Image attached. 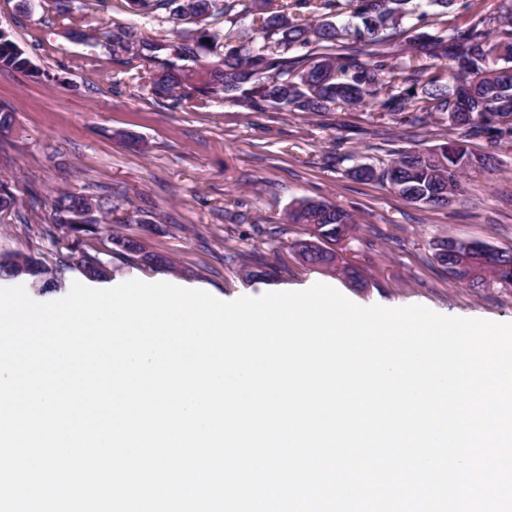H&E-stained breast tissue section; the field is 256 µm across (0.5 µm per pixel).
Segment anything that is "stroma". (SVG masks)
I'll return each instance as SVG.
<instances>
[{"label":"stroma","instance_id":"35a3bbf8","mask_svg":"<svg viewBox=\"0 0 512 512\" xmlns=\"http://www.w3.org/2000/svg\"><path fill=\"white\" fill-rule=\"evenodd\" d=\"M472 3L468 11L429 16L424 32L467 28L500 6V0ZM170 13L160 6L145 16L131 0H0V29L35 66L27 73L0 68V111L12 118L0 131V184L15 198L0 209V256L53 262L52 199L90 194L106 205L96 214L100 233L84 247L99 251L111 282L175 281L227 301L303 290L321 275L290 248L301 226L286 224V235L273 244L259 229L285 224L295 200L313 198L340 207L357 226L341 255L361 269L367 285L331 281L354 303L423 305L447 316L512 323V285L454 283L432 249L434 239L450 236L512 250V140L467 136L468 149L493 155L495 168L468 175L451 207H417L382 182L355 180L350 170L360 163L382 168L397 151L446 142V116L433 112L410 125L363 106L246 112L213 99L197 108L191 81L176 96H155L149 65L113 57L107 45L118 24H135L153 40L194 35L193 24L173 23ZM130 214L139 223H127ZM113 227L145 240L168 265L151 267L111 251ZM231 247L272 266V279L246 281L226 259Z\"/></svg>","mask_w":512,"mask_h":512}]
</instances>
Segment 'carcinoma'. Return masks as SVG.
I'll use <instances>...</instances> for the list:
<instances>
[{
    "instance_id": "obj_1",
    "label": "carcinoma",
    "mask_w": 512,
    "mask_h": 512,
    "mask_svg": "<svg viewBox=\"0 0 512 512\" xmlns=\"http://www.w3.org/2000/svg\"><path fill=\"white\" fill-rule=\"evenodd\" d=\"M176 21L190 19L200 25L196 43L147 40L133 25H117L112 30V55H130L159 68L149 85L158 96L171 95L192 72L202 82L200 92L237 104L251 112L271 106L281 112H330L338 104L362 105L375 112L401 116L410 124H420L428 112L448 115V126L471 134L484 133L495 140L512 137V122L492 126L488 116L499 104L512 99V0H503L496 17H480L468 28L446 35H430L411 25L410 58L424 56L453 62L450 76L433 73L424 80L421 93L405 85L401 67L389 53L379 50L389 37L388 31L401 27L407 18L418 21L433 8L438 14L448 12L456 3L471 8L470 0H169ZM349 7L353 25L338 26L333 20L336 9ZM223 20L224 32L209 29ZM344 39L364 48L365 58L351 52H335ZM217 46L224 48L212 68L200 63V52ZM314 47L318 54L299 57L295 52ZM18 44L8 32L0 31V64L26 72L31 62L26 51L17 52ZM294 56H289V53ZM456 146L466 160L463 168L449 155L428 149L414 153L403 150L378 170L363 169L358 164L352 176L360 181H386L387 169L399 167L401 177L388 187L414 204L444 208L455 203L464 190L466 174L489 166L488 159L470 152L457 139L438 148ZM103 199L92 195L62 193L52 203L50 223L60 227L62 235L53 240L57 260L65 265L84 257L80 271L89 280H103L95 264L97 254L82 248L84 237L97 230L92 222L64 224L61 215L75 209H100ZM287 224L304 228L307 239L321 240V249L302 255L303 240L292 243L298 260L323 274L362 285L363 275L346 262L339 251L327 243L339 242L336 224L342 223L351 235L352 219L343 209L322 201L299 199L288 210ZM115 250L141 257L138 240L112 233ZM448 244L442 237L434 242V260L448 277L473 288L494 282L512 284V252L501 251L489 263L476 261L478 253L464 248L452 256L440 252ZM251 255L237 253V261L250 281L270 279L267 266L250 264ZM30 286L42 293L57 288L53 269L42 260L24 271Z\"/></svg>"
}]
</instances>
